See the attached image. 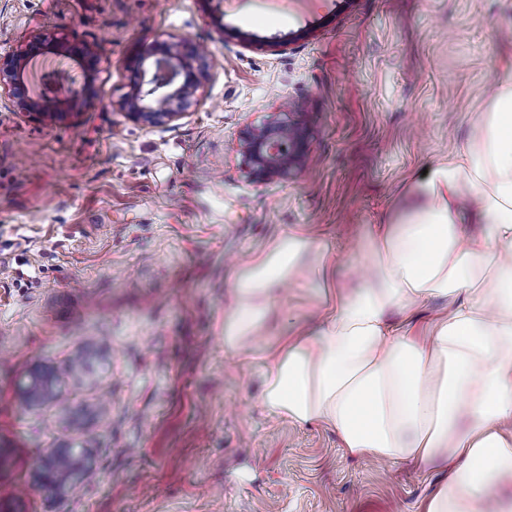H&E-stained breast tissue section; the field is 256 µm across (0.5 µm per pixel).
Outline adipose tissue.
Segmentation results:
<instances>
[{
	"label": "adipose tissue",
	"mask_w": 512,
	"mask_h": 512,
	"mask_svg": "<svg viewBox=\"0 0 512 512\" xmlns=\"http://www.w3.org/2000/svg\"><path fill=\"white\" fill-rule=\"evenodd\" d=\"M418 195L372 232L364 259L374 280L350 294L330 288L332 257L318 253L308 274L322 310L316 330L267 342L258 332L268 307L316 245L306 226L290 227L235 278L225 339L258 356L269 417L331 427L352 458L447 471L418 512H512L492 493L512 474L511 68L497 75L473 136ZM435 297L447 309L419 322Z\"/></svg>",
	"instance_id": "ef3b65f1"
}]
</instances>
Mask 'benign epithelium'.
Wrapping results in <instances>:
<instances>
[{
	"label": "benign epithelium",
	"instance_id": "benign-epithelium-1",
	"mask_svg": "<svg viewBox=\"0 0 512 512\" xmlns=\"http://www.w3.org/2000/svg\"><path fill=\"white\" fill-rule=\"evenodd\" d=\"M52 54L76 62L82 75L44 70L37 76V97L27 94V69L39 55ZM204 55V49L187 38L173 35L155 39L138 49L132 57L134 81L131 90L120 102L126 117L144 126H156L173 120L178 113L171 109L174 101L189 103L201 86L202 71L193 61ZM101 49L84 40L47 41L33 37L25 46L0 55V95H7L19 110L36 119L54 118L63 103L89 101L94 96L88 76L89 66H98ZM240 148L244 165L251 179L258 183L287 180L299 172L310 158L307 128L288 112H279L268 123L248 127L241 132ZM55 369L33 372L21 388V394L31 404L45 405L56 400ZM61 459L70 463L69 475L62 480L57 475ZM95 477L83 451L61 445L50 450L35 468L40 483L52 481L61 494Z\"/></svg>",
	"mask_w": 512,
	"mask_h": 512
}]
</instances>
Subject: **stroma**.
I'll return each instance as SVG.
<instances>
[{"mask_svg": "<svg viewBox=\"0 0 512 512\" xmlns=\"http://www.w3.org/2000/svg\"><path fill=\"white\" fill-rule=\"evenodd\" d=\"M255 42L244 45L240 34ZM102 47L96 98L36 120L0 98V501L16 512H416L439 477L344 456L336 432L259 407L261 365L224 342L242 263L289 226L361 255L473 132L512 65V0H0V54L32 36ZM204 46L179 119L119 103L156 36ZM293 36L286 53L268 47ZM290 102L311 160L254 182L239 135ZM303 276L261 327H315ZM53 367L60 400L20 396ZM97 475L33 481L50 448ZM60 459H67L70 463L69 475L62 480L57 475V464ZM95 477L82 450L73 446L61 445L52 448L48 455L41 459L35 468V479L40 483L53 481L59 494H67L78 485L86 483Z\"/></svg>", "mask_w": 512, "mask_h": 512, "instance_id": "obj_1", "label": "stroma"}]
</instances>
